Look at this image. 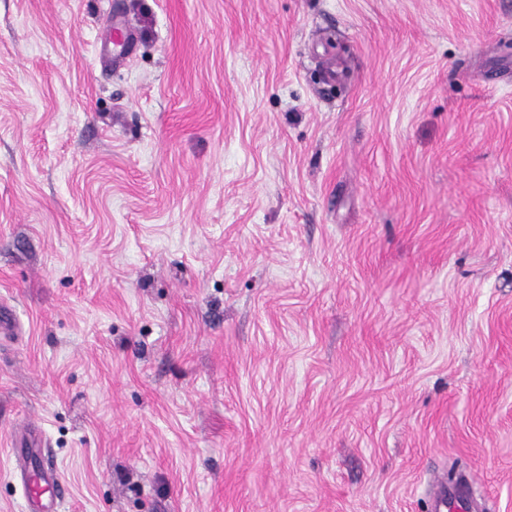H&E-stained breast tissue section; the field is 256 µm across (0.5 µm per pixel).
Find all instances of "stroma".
<instances>
[{
	"label": "stroma",
	"instance_id": "1",
	"mask_svg": "<svg viewBox=\"0 0 512 512\" xmlns=\"http://www.w3.org/2000/svg\"><path fill=\"white\" fill-rule=\"evenodd\" d=\"M2 315L0 512H512V0H0ZM102 38L106 44H112L120 47V53L128 54L133 45L132 32L125 26L117 22L108 25L102 33ZM19 474L27 490L29 511L57 512L65 486L56 469L30 473L20 468ZM444 479L440 481L439 493L434 497L432 503L433 512H461L453 507L455 500L467 499L469 490L462 479H457L446 486Z\"/></svg>",
	"mask_w": 512,
	"mask_h": 512
}]
</instances>
